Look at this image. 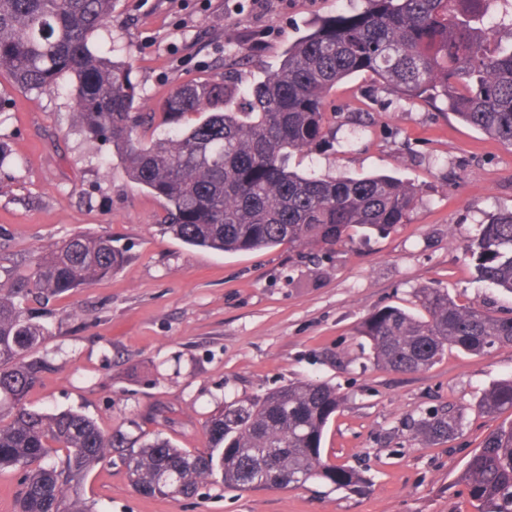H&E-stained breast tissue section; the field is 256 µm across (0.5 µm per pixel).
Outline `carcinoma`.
Here are the masks:
<instances>
[{
  "label": "carcinoma",
  "instance_id": "cac0c4a2",
  "mask_svg": "<svg viewBox=\"0 0 512 512\" xmlns=\"http://www.w3.org/2000/svg\"><path fill=\"white\" fill-rule=\"evenodd\" d=\"M113 0H0V75L20 89L68 81L73 123L112 146L129 178L165 202L167 229L183 243L224 252L285 242L332 250L362 231L386 235L407 220L418 189L377 175L305 176L288 170L295 153L325 139L336 84L369 72L409 100L442 101L460 120L512 145V19L491 23L501 0H369L359 13L320 21L284 50L279 67L251 87L232 77L182 85L164 106V138L145 143L155 113L129 63L92 48ZM468 251L480 278L512 294V212L483 226ZM125 252L107 236L76 233L0 290V471L21 472L16 512H93L81 484L119 452L130 482L176 501L203 485L257 489L321 481L351 490L361 475L322 455L324 430L342 405L327 382L293 383L262 398L224 404L204 429L203 449L177 448L159 435L138 442L104 433L77 411L47 413L25 399L47 362L29 359L47 334L18 298L88 288L112 274ZM416 311L386 306L359 335L375 364L424 371L448 349L483 354L512 346V315L460 304L441 288L415 291ZM486 413L512 409V379L486 390ZM455 409L414 421L423 446L462 426ZM474 512H512V422L476 449L461 475Z\"/></svg>",
  "mask_w": 512,
  "mask_h": 512
}]
</instances>
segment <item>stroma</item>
<instances>
[{
	"label": "stroma",
	"mask_w": 512,
	"mask_h": 512,
	"mask_svg": "<svg viewBox=\"0 0 512 512\" xmlns=\"http://www.w3.org/2000/svg\"><path fill=\"white\" fill-rule=\"evenodd\" d=\"M367 0H114L94 37L118 59L154 111L181 85L223 79L230 55L247 86L276 70L288 42L322 20L365 10ZM329 143L294 155L317 176L389 175L417 185L406 223L354 237L332 257L282 244L223 253L191 247L164 225V202L127 177L108 146L73 125L66 87L27 92L0 76V286L34 267L43 246L77 232L103 234L127 259L112 277L25 306L48 330L36 357L50 368L28 407L92 417L107 433H163L204 448L206 420L224 403L291 382L335 385L345 402L323 455L361 472L356 492L309 483L286 489H200L173 502L139 493L123 466L104 462L84 479L96 512H474L460 480L512 409L486 414L483 391L512 378V347L481 355L449 349L431 368L374 367L356 330L374 310L411 308L416 288L512 314V294L481 281L467 247L482 224L512 211V146L445 107L397 97L361 72L339 83ZM453 406L465 420L450 441L421 446L406 426Z\"/></svg>",
	"instance_id": "obj_1"
}]
</instances>
